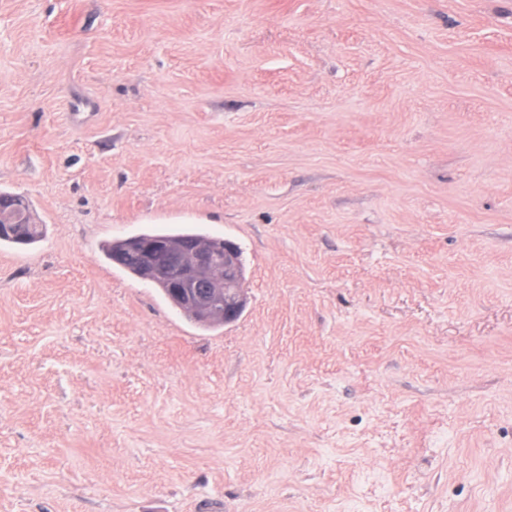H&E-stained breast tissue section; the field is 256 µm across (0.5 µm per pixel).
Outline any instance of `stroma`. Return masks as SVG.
<instances>
[{"instance_id":"35a3bbf8","label":"stroma","mask_w":512,"mask_h":512,"mask_svg":"<svg viewBox=\"0 0 512 512\" xmlns=\"http://www.w3.org/2000/svg\"><path fill=\"white\" fill-rule=\"evenodd\" d=\"M1 192L0 512H512V0H0ZM21 217L24 218L25 223L13 224L8 215L0 213V245L6 244H22L30 245L41 240L43 237V231L41 224H34L30 220L23 209H21ZM131 238L153 240L133 243L127 255V259L140 265L148 276L158 273L154 267V257L159 253L167 255L165 278L169 288H172L185 308L170 293L163 280L156 279L153 284L185 318L213 329L224 326V323L233 322L230 320L240 310L243 299L246 298L238 249L233 242H225L223 250L213 244L198 242L213 243L218 239L200 230L152 229L129 238L114 239L103 245L102 250L107 259L133 277L143 280L145 278L138 265L123 259L129 249ZM157 239L171 241H154ZM220 285L224 288V294L217 288ZM220 306H224V315L214 313L206 320H201L195 315L207 318Z\"/></svg>"}]
</instances>
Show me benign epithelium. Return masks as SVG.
<instances>
[{"label":"benign epithelium","instance_id":"obj_1","mask_svg":"<svg viewBox=\"0 0 512 512\" xmlns=\"http://www.w3.org/2000/svg\"><path fill=\"white\" fill-rule=\"evenodd\" d=\"M168 257V286L189 311L206 318L224 307V321L231 320L245 298L237 246L229 241L220 248L198 241H140L132 244L127 259L152 276L154 257Z\"/></svg>","mask_w":512,"mask_h":512}]
</instances>
